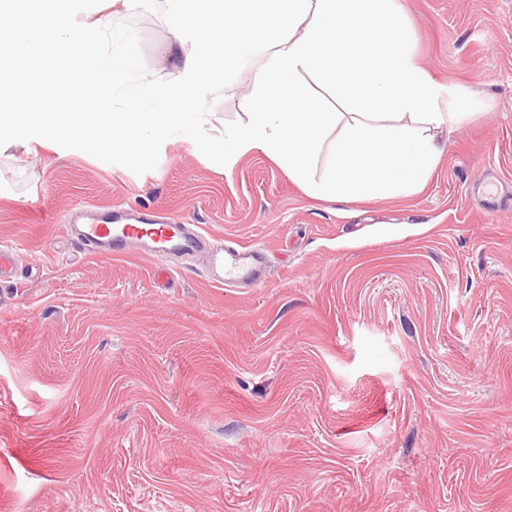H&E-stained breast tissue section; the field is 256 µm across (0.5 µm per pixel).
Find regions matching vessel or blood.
Masks as SVG:
<instances>
[{
    "label": "vessel or blood",
    "mask_w": 512,
    "mask_h": 512,
    "mask_svg": "<svg viewBox=\"0 0 512 512\" xmlns=\"http://www.w3.org/2000/svg\"><path fill=\"white\" fill-rule=\"evenodd\" d=\"M69 231L89 254L122 256L131 248L153 253L159 264L156 276L168 270V258L198 254L207 257V280L217 286L264 283L269 274L263 250L233 240L213 245L210 235L188 224L165 222L156 212L143 208L86 205L77 211Z\"/></svg>",
    "instance_id": "obj_1"
}]
</instances>
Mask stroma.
<instances>
[{"label": "stroma", "mask_w": 512, "mask_h": 512, "mask_svg": "<svg viewBox=\"0 0 512 512\" xmlns=\"http://www.w3.org/2000/svg\"><path fill=\"white\" fill-rule=\"evenodd\" d=\"M419 60L483 105L406 200L310 197L203 139L249 85H204L198 139L143 160L48 140L0 154V512H512V0H405ZM116 23L176 75L169 0ZM88 204L265 248L269 279L85 254Z\"/></svg>", "instance_id": "stroma-1"}]
</instances>
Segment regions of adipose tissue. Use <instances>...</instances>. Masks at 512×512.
Listing matches in <instances>:
<instances>
[{
    "instance_id": "adipose-tissue-1",
    "label": "adipose tissue",
    "mask_w": 512,
    "mask_h": 512,
    "mask_svg": "<svg viewBox=\"0 0 512 512\" xmlns=\"http://www.w3.org/2000/svg\"><path fill=\"white\" fill-rule=\"evenodd\" d=\"M83 0H0V153L45 137L80 138L137 161L203 120L198 86L249 69L243 121L208 150L224 169L261 152L311 197L407 199L427 184L477 100L419 63L404 0H174L178 75L145 81L106 19L79 32ZM341 104L329 111L313 92Z\"/></svg>"
}]
</instances>
